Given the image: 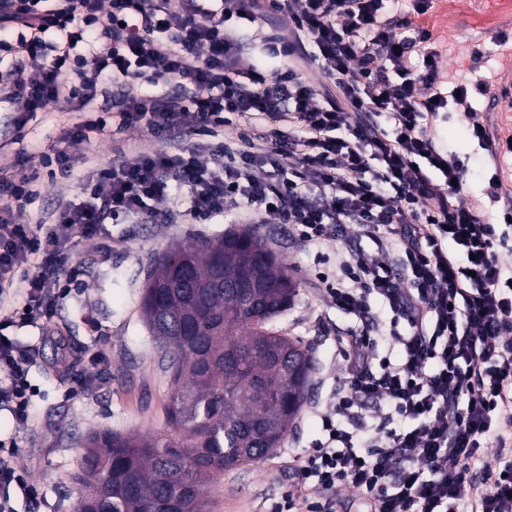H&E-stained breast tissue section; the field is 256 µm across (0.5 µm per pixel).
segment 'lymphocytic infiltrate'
<instances>
[{
    "instance_id": "obj_1",
    "label": "lymphocytic infiltrate",
    "mask_w": 512,
    "mask_h": 512,
    "mask_svg": "<svg viewBox=\"0 0 512 512\" xmlns=\"http://www.w3.org/2000/svg\"><path fill=\"white\" fill-rule=\"evenodd\" d=\"M399 0H0V46L13 61L0 96L16 103V129L62 103L77 118L41 152L60 179L81 176L94 201L61 204L53 222L17 223L14 209L36 196L39 175L0 172V295L22 277V305L0 322V405L27 420L31 352L7 326L51 323L60 268L74 237L108 233L119 221L173 210L167 177L191 193L208 219L235 204L288 225L305 246L358 225L375 245L319 272L324 291L358 328L344 352L322 435L294 458L297 482L272 512H336L351 489L368 512H512V266L500 259L512 235L486 222L462 197L467 169L436 145L441 113L467 112L480 80L457 96L441 90L431 31ZM292 23L274 54L310 55L331 82L318 93L293 72L267 80L244 43L264 13ZM423 55L413 56V47ZM178 82L176 93L146 95L143 83ZM123 130L150 128L175 140L187 130H223L228 115L259 112L296 119L298 146L262 153L210 143L161 149L85 170L70 149L105 132L106 113ZM289 177H281L282 169ZM392 314L382 330L370 304ZM387 335L397 357H378ZM373 423L354 426L364 404Z\"/></svg>"
}]
</instances>
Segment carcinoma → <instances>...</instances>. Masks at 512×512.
Here are the masks:
<instances>
[{"label": "carcinoma", "instance_id": "1", "mask_svg": "<svg viewBox=\"0 0 512 512\" xmlns=\"http://www.w3.org/2000/svg\"><path fill=\"white\" fill-rule=\"evenodd\" d=\"M298 282L258 227L176 246L144 284L143 319L170 385L166 434L96 430L75 512H210L226 470L281 447L307 400L312 352L276 331Z\"/></svg>", "mask_w": 512, "mask_h": 512}]
</instances>
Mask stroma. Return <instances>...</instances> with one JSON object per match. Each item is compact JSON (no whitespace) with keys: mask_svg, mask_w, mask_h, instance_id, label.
<instances>
[{"mask_svg":"<svg viewBox=\"0 0 512 512\" xmlns=\"http://www.w3.org/2000/svg\"><path fill=\"white\" fill-rule=\"evenodd\" d=\"M421 21L433 34L440 70L449 83L490 76L501 84L512 78V16L503 17L500 0H481L477 5L472 0H433ZM473 107V112H453L438 121L436 140L442 150L469 165L463 197L476 202L488 218L497 219L504 204L488 197V181L496 164L512 162V155L491 157L470 138L469 129L479 123L493 136L512 129V98L478 97ZM15 109L14 103L0 101V170L9 172L25 165L39 171V194L17 214V222H46L63 199L90 201L83 181L74 178L60 185L39 160L40 152L55 141L62 127L74 122L75 113L59 104L50 106L18 134L11 124ZM153 139L144 127L113 128L76 145L75 150L97 167L106 168L129 156L133 145ZM169 186L178 204L167 221L132 219L108 224L110 237L104 244L73 238L65 292L56 301L61 339L45 336L38 324L15 332L34 353L29 380L35 395L27 421H18L0 408V439L15 447L13 454L0 456V464L27 474L40 487L36 499L13 498L15 512H74L81 488L73 483L72 475L80 466L83 439L90 431L161 434L167 430L162 416L167 381L157 367L156 345L140 308L147 271L154 259L174 245L192 246L246 225L244 216L231 205L208 222L194 219L187 187L175 180ZM260 229L300 283L299 296L278 319L277 327L311 346L312 390L281 448L217 479L211 492L212 512H268L291 485L288 463L320 437L317 413L334 404L342 375L340 341L356 330L355 320L323 296L317 274L323 258L335 257L346 244L373 247L353 225L346 228V241L320 249L305 248L294 240L287 225L274 220H267ZM63 351L77 364L91 354L99 355V380L94 388H80L54 371Z\"/></svg>","mask_w":512,"mask_h":512,"instance_id":"1","label":"stroma"}]
</instances>
